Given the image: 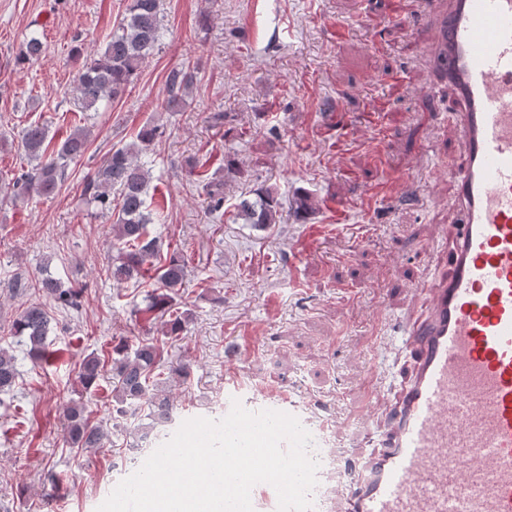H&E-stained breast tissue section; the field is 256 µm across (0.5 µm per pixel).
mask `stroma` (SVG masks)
<instances>
[{"label": "stroma", "instance_id": "1", "mask_svg": "<svg viewBox=\"0 0 512 512\" xmlns=\"http://www.w3.org/2000/svg\"><path fill=\"white\" fill-rule=\"evenodd\" d=\"M129 3L0 0V175L28 168L18 146L27 124L43 123L57 141L69 132L84 64L73 50L96 54ZM420 3L388 22L385 0H161L160 45L123 97L87 120L88 149L59 190L26 203L0 192V345L19 371L0 393V512H96L136 444L102 389L89 411L105 439L71 449L61 404L80 400L78 369L90 354L162 331L136 313L150 285L109 274L111 218L81 201L112 146L150 120L160 127L150 156L165 208L149 230L189 262L180 295L190 319L164 362L189 367L168 383L180 417L211 419L217 400L286 391L331 457L312 508L335 512L355 442L379 428L376 411L407 371L393 328L420 314L425 297L412 284L437 273L441 236L457 220L448 175L457 143L444 120L453 96L428 90L434 32ZM340 24L348 34L338 40ZM32 33L45 51L20 62ZM181 67L193 87L172 111L166 77ZM390 72L400 81H385ZM217 112L227 115L220 127L210 121ZM191 157L224 179L223 216L209 213ZM260 187L281 203L264 228L236 216ZM303 191L315 209L301 221L293 201ZM46 277L80 297L77 309L51 310L37 360L10 329L38 299L22 283Z\"/></svg>", "mask_w": 512, "mask_h": 512}]
</instances>
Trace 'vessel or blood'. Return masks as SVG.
<instances>
[{
    "instance_id": "obj_1",
    "label": "vessel or blood",
    "mask_w": 512,
    "mask_h": 512,
    "mask_svg": "<svg viewBox=\"0 0 512 512\" xmlns=\"http://www.w3.org/2000/svg\"><path fill=\"white\" fill-rule=\"evenodd\" d=\"M427 19L455 96L459 220L338 512H512V0H448Z\"/></svg>"
}]
</instances>
